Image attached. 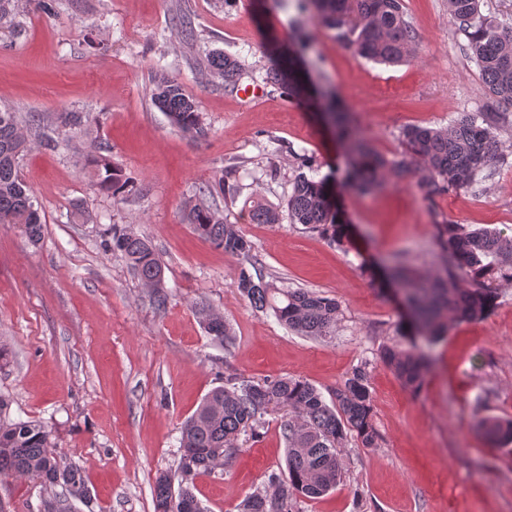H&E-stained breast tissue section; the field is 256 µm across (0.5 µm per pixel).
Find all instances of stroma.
<instances>
[{
	"label": "stroma",
	"instance_id": "35a3bbf8",
	"mask_svg": "<svg viewBox=\"0 0 512 512\" xmlns=\"http://www.w3.org/2000/svg\"><path fill=\"white\" fill-rule=\"evenodd\" d=\"M405 8L418 42L403 65L365 61L334 32L308 28L319 62L312 84L333 88L359 134L390 159L403 149L405 126L445 127L458 113L492 105L448 0H405ZM182 12L193 38L176 21ZM296 18L278 0H61L50 18L19 6L21 36L0 28V102L40 128L19 171L44 217L35 247L0 224V399L6 419L44 424L64 460L82 467L91 499L73 501L72 512H154V481L176 468L184 421L225 377H294L327 397L361 364L378 445L347 442L343 481L320 498H299L298 512H512V450L475 428L480 415L512 417V281L497 282L488 316L450 323L430 348L419 393L379 359L399 342L404 317L379 278L393 255L410 253L416 269L432 272L444 262L433 244L436 224L512 229V123L497 126L502 157L471 188L429 201L416 176L390 174L380 192L338 194L345 245L286 220L254 223L250 200L281 204L299 174L346 167L313 103L261 83L292 42ZM90 38L106 52H90ZM215 50L244 65L245 83L262 86L258 98L225 88L206 61ZM161 74L197 99L206 138L184 133L153 105ZM69 111L85 113V125L61 127L58 117ZM46 136L58 147L44 146ZM94 142L135 193L115 198L93 186L84 155ZM231 166L229 191L202 195ZM197 204L235 225L252 244L250 257L199 238L187 221ZM115 224L147 237L159 254L164 310L103 249ZM251 266L277 285L336 299L332 336H303L256 311L237 288L241 268ZM202 307L223 315L229 340L205 332ZM283 417L266 415L259 439L240 437L223 471L197 479L207 512H239L271 472L285 470ZM66 496L32 478H8L0 481V512H44L46 501Z\"/></svg>",
	"mask_w": 512,
	"mask_h": 512
}]
</instances>
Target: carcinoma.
Listing matches in <instances>:
<instances>
[{
    "label": "carcinoma",
    "mask_w": 512,
    "mask_h": 512,
    "mask_svg": "<svg viewBox=\"0 0 512 512\" xmlns=\"http://www.w3.org/2000/svg\"><path fill=\"white\" fill-rule=\"evenodd\" d=\"M19 0H0V25L14 26ZM300 18L333 31L362 58L378 64L397 65L411 56L416 32L405 12L404 0H297ZM455 34L467 40V49L479 67L482 80L495 99L497 112H462L445 128L410 125L403 129L404 151L394 159L376 153L358 133L348 114L336 106V94L321 86L315 103L324 110L342 142L347 164L341 181L333 175L320 179L300 175L286 200L291 224H302L344 244L346 225L337 203V188L355 194L380 187L386 172L399 175L418 171V188L431 200L452 190L468 189L500 160V142L494 129L502 112L512 110V15H493V0H448ZM310 35L300 31L293 48L279 55L266 70L263 82L284 85V74L300 67ZM208 65L236 86L243 68L220 51L209 54ZM288 95L306 90L299 78L288 86ZM154 104L170 122L197 138L208 135L196 99L176 82L156 80ZM30 142L17 112L0 104V224H12L31 243L41 238V216L32 190L18 173L20 157ZM97 146L86 155L92 183L117 197L130 192L122 170ZM251 216L259 224H277L280 209L261 201L251 205ZM190 224L205 241L224 252L249 256L252 245L218 213L203 205L192 207ZM434 244L449 257L443 272L420 273L404 254L392 257L383 275L403 289V299L415 330L435 341L448 333V320H479L496 301L492 283L512 281V235L498 228L468 231L459 224H438ZM104 247L120 255L127 267L153 291V303L163 309L164 266L151 241L116 224ZM237 288L259 311L272 312L292 331L303 336L327 337L336 324L338 303L332 298L303 289H284L261 274L240 270ZM199 319L208 335L222 342L228 330L221 315L206 308ZM380 360L403 386L418 392L428 372V359L415 345L385 347ZM275 408H287L297 417L282 421V436L288 447L287 473H272V490H257L239 505L240 512H295L297 500L319 498L341 480L339 450L352 436L363 448H374L378 434L372 421L371 392L366 367H356L333 392L332 404L311 383L299 378L266 379L262 382L226 378L214 388L181 428L177 477L160 474L153 486L154 512H195L198 502L195 479L224 468L228 451L242 434L260 436L264 416ZM477 427L495 445H512V420L481 417ZM27 476L44 484L64 488L84 502L89 490L83 470L65 464L52 446L50 431L36 421L0 420V479Z\"/></svg>",
    "instance_id": "carcinoma-1"
}]
</instances>
